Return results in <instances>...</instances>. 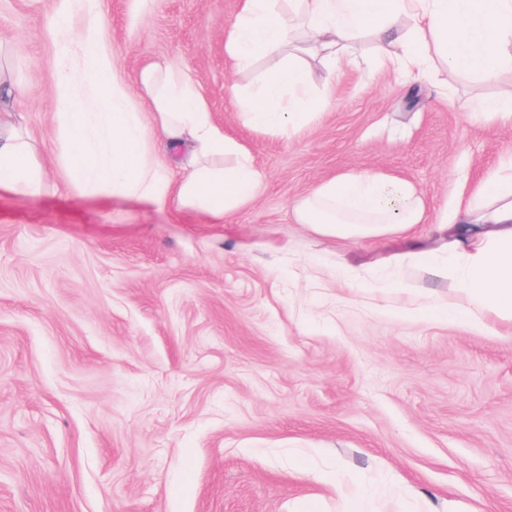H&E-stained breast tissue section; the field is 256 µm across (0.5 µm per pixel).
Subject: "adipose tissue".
I'll return each mask as SVG.
<instances>
[{
  "mask_svg": "<svg viewBox=\"0 0 512 512\" xmlns=\"http://www.w3.org/2000/svg\"><path fill=\"white\" fill-rule=\"evenodd\" d=\"M273 0H241L224 28V51L249 68L258 55L276 54L280 70L249 96L229 88L228 98L249 126L292 134L310 119L313 80L309 50L332 61L362 28L374 36L377 58L394 70L425 73L436 63L469 69L491 80L512 63V0H301L309 47L290 45ZM70 0H60L47 29L69 37L71 49L56 79L55 145L69 159L68 185L102 187L117 200L175 205L215 218L255 200L262 174L251 151L219 125L189 72L152 62L140 73L145 101L133 100L120 81L103 40L104 18L87 13L69 35ZM26 95L0 71V189L42 193L43 167L24 128L7 115ZM152 111L144 124L143 108ZM183 169L173 180L164 153ZM298 223L341 240L410 235L425 220V204L409 181L382 172L341 173L320 183L295 209ZM408 264L453 281L459 303L443 313L452 321L473 315L512 320V160L482 183L448 224L446 256L406 254Z\"/></svg>",
  "mask_w": 512,
  "mask_h": 512,
  "instance_id": "adipose-tissue-1",
  "label": "adipose tissue"
}]
</instances>
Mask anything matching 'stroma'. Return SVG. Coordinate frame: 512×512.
I'll list each match as a JSON object with an SVG mask.
<instances>
[{"instance_id":"obj_1","label":"stroma","mask_w":512,"mask_h":512,"mask_svg":"<svg viewBox=\"0 0 512 512\" xmlns=\"http://www.w3.org/2000/svg\"><path fill=\"white\" fill-rule=\"evenodd\" d=\"M56 8L0 0V41L18 46L0 67L26 86L16 117L50 185L0 190V512H512V320L440 318L453 283L396 261L443 253L458 194L512 155V124L482 111L512 66L403 81L363 33L335 73L311 58L322 108L288 137L226 95L277 64L226 57L240 0H75L73 27L104 17L131 96L149 62L187 70L252 152L258 196L217 221L67 188ZM366 170L422 194L415 236L296 223L322 181Z\"/></svg>"}]
</instances>
